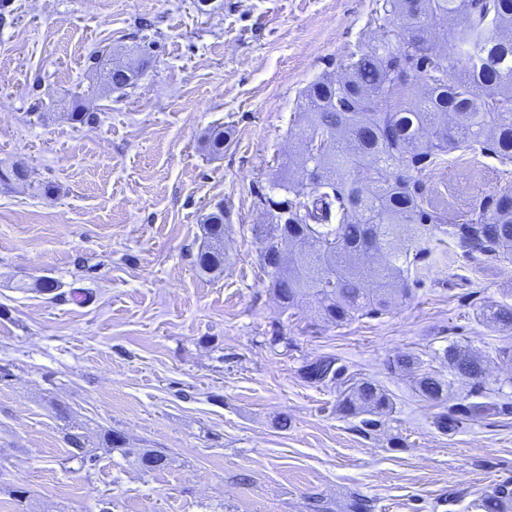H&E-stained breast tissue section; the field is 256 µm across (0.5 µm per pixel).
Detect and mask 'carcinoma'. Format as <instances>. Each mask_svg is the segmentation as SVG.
Here are the masks:
<instances>
[{
	"label": "carcinoma",
	"instance_id": "cac0c4a2",
	"mask_svg": "<svg viewBox=\"0 0 512 512\" xmlns=\"http://www.w3.org/2000/svg\"><path fill=\"white\" fill-rule=\"evenodd\" d=\"M382 9L397 21V38L368 41L347 59L341 76L306 89L295 131L301 159L280 164L286 173H300L277 183L287 193L278 201L284 212L257 227L263 273L283 311L312 300L321 318L337 326L381 316L393 300L412 296L426 279L423 261L437 231L466 259L512 257V186L460 218L424 207L419 177L460 147L512 164V0H383ZM459 14L465 21L456 25ZM444 26L458 55L453 71L448 49L430 44L432 30ZM117 73L105 63L99 76L111 88L129 85ZM316 139L325 147L307 182L302 170ZM228 222L221 206L206 215L207 242L197 256L202 271H224ZM277 248L288 251V262L279 266L271 257ZM488 317L512 328V305L491 309ZM443 358L465 380L478 383L485 374L481 359L458 346L446 348ZM303 375L342 386L337 408L364 416L365 427H377V417L393 409L389 394L333 357L306 364ZM415 385L437 406L448 400V386L434 374H417ZM67 440L77 450L72 458L84 466L96 462L82 435L70 433ZM103 445L134 457L146 471L165 460L156 449L126 447L116 431L104 433Z\"/></svg>",
	"mask_w": 512,
	"mask_h": 512
}]
</instances>
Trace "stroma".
I'll use <instances>...</instances> for the list:
<instances>
[{
    "instance_id": "1",
    "label": "stroma",
    "mask_w": 512,
    "mask_h": 512,
    "mask_svg": "<svg viewBox=\"0 0 512 512\" xmlns=\"http://www.w3.org/2000/svg\"><path fill=\"white\" fill-rule=\"evenodd\" d=\"M383 0H6L0 16V512H512V263L433 244L413 297L341 326L316 304L286 317L254 233L272 221L277 161L295 153L303 92L392 26ZM146 59L107 88L94 52ZM95 125L71 121L75 109ZM224 129V152L206 136ZM424 205L466 214L512 186L492 156L459 149L422 174ZM230 213L224 270L202 273V220ZM48 278L53 291L35 290ZM481 357V390L443 360ZM436 372L434 407L391 362ZM335 357L393 410L362 431L330 382L302 368ZM494 409L454 430L440 414ZM65 406L68 420L56 417ZM100 449L109 430L156 448L72 461L68 427ZM105 451H120L124 456H133L137 465L146 471L160 469L165 462V455L152 448H125V437L116 431H108L103 435V443ZM163 461L160 465L158 462Z\"/></svg>"
}]
</instances>
